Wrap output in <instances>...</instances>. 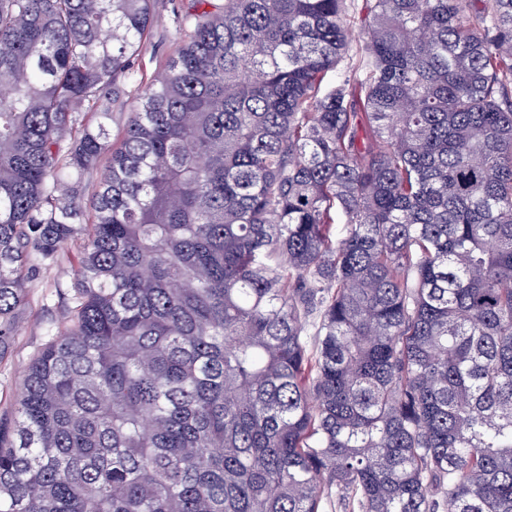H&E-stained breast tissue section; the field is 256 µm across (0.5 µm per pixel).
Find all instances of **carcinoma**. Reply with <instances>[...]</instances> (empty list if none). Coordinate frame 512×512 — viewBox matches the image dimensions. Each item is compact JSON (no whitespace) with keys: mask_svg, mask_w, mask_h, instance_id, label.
<instances>
[{"mask_svg":"<svg viewBox=\"0 0 512 512\" xmlns=\"http://www.w3.org/2000/svg\"><path fill=\"white\" fill-rule=\"evenodd\" d=\"M207 2L84 224L151 0H0V512H512V0ZM83 244L69 241L60 250L58 261L43 269L28 284L25 313L11 353L0 361V414L14 405L32 358L47 340L45 332L66 327L74 288L73 262Z\"/></svg>","mask_w":512,"mask_h":512,"instance_id":"obj_1","label":"carcinoma"}]
</instances>
